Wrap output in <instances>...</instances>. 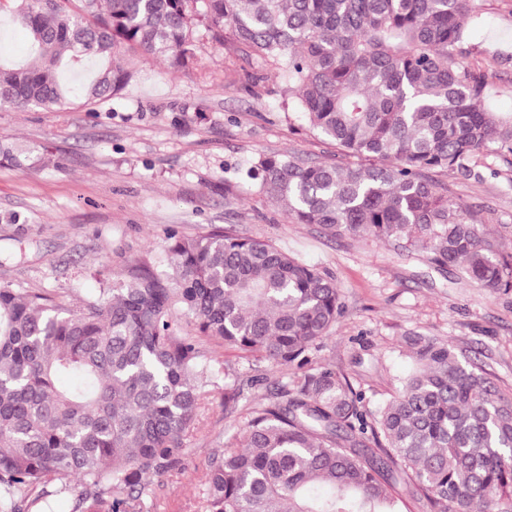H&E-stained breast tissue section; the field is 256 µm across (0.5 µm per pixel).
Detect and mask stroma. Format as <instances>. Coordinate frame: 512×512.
<instances>
[{
	"mask_svg": "<svg viewBox=\"0 0 512 512\" xmlns=\"http://www.w3.org/2000/svg\"><path fill=\"white\" fill-rule=\"evenodd\" d=\"M482 21L466 45L469 66L494 70L488 103L512 114V0H480ZM193 68L168 69L123 53L134 77L119 98L75 103L61 112L0 108V138L40 161L22 170L0 160V284L43 289L82 305L97 292L95 271L122 275L128 264L160 265L168 232L220 230L274 242L336 281L344 313L318 354L346 374L370 406L389 399L411 367L408 336H439L461 361L476 363L512 399V296L489 294L456 270L437 273L422 256L370 239H334L287 221L247 171L261 156L335 160L301 112L284 109L285 83L256 56L197 32ZM476 176L441 174L497 244H512V154L478 163ZM239 376L240 410L224 415L210 398L177 468L152 478L136 512H204L207 460L240 441L243 412L275 397L293 377L211 346ZM260 385H251L252 377Z\"/></svg>",
	"mask_w": 512,
	"mask_h": 512,
	"instance_id": "1",
	"label": "stroma"
}]
</instances>
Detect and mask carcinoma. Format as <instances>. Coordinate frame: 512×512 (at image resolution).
Returning <instances> with one entry per match:
<instances>
[{
  "label": "carcinoma",
  "mask_w": 512,
  "mask_h": 512,
  "mask_svg": "<svg viewBox=\"0 0 512 512\" xmlns=\"http://www.w3.org/2000/svg\"><path fill=\"white\" fill-rule=\"evenodd\" d=\"M79 6H73V2ZM31 53L0 61V107L61 110L60 69L94 66L87 102L133 78L121 51L174 70L220 45L271 61L309 128L353 162L262 156L249 171L296 224L423 252L488 292L512 293V247L448 198L436 175L512 153V115L484 104L492 77L464 62L474 0H0ZM18 168L29 156L0 142ZM146 263L71 307L0 285V512H33L81 484L75 512H131L146 479L176 469L200 411L238 375L206 344L293 370L245 415L242 447L208 459L205 512H403L398 485L433 512H512V400L445 339L407 337L412 368L372 411L317 362L344 313L334 280L267 240L170 234Z\"/></svg>",
  "instance_id": "obj_1"
}]
</instances>
